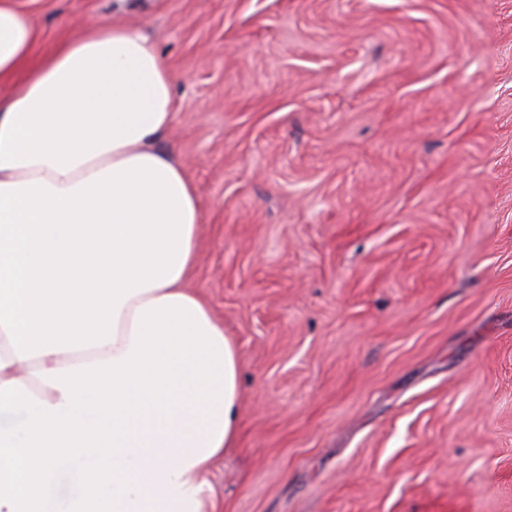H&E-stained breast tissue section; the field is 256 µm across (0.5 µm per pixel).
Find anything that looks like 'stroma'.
Masks as SVG:
<instances>
[{
	"instance_id": "stroma-1",
	"label": "stroma",
	"mask_w": 512,
	"mask_h": 512,
	"mask_svg": "<svg viewBox=\"0 0 512 512\" xmlns=\"http://www.w3.org/2000/svg\"><path fill=\"white\" fill-rule=\"evenodd\" d=\"M144 28L239 353L220 512H512V0H22Z\"/></svg>"
}]
</instances>
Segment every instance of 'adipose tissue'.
<instances>
[{"label":"adipose tissue","mask_w":512,"mask_h":512,"mask_svg":"<svg viewBox=\"0 0 512 512\" xmlns=\"http://www.w3.org/2000/svg\"><path fill=\"white\" fill-rule=\"evenodd\" d=\"M40 41L0 0V512H217L238 355L188 286L169 67L137 25Z\"/></svg>","instance_id":"1"}]
</instances>
